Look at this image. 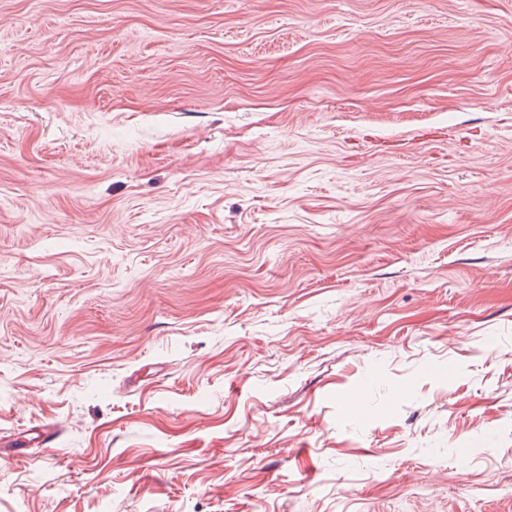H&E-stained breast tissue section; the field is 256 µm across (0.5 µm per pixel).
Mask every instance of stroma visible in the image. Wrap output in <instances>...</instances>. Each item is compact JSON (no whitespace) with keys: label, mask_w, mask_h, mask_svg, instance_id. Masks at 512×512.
<instances>
[{"label":"stroma","mask_w":512,"mask_h":512,"mask_svg":"<svg viewBox=\"0 0 512 512\" xmlns=\"http://www.w3.org/2000/svg\"><path fill=\"white\" fill-rule=\"evenodd\" d=\"M1 436L0 512H512V0H0Z\"/></svg>","instance_id":"35a3bbf8"}]
</instances>
